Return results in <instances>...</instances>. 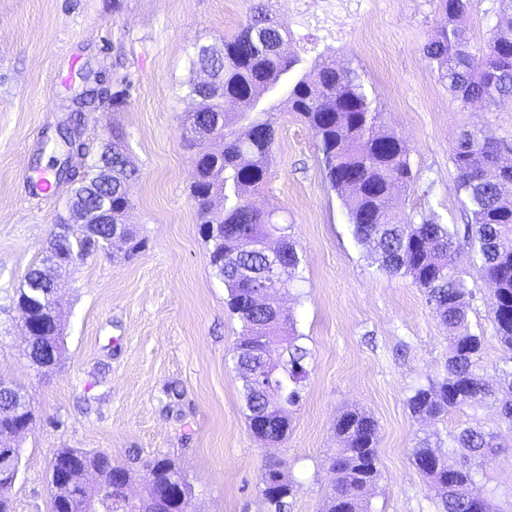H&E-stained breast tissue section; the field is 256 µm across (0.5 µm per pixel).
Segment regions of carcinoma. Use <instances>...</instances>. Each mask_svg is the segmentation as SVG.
<instances>
[{"label":"carcinoma","instance_id":"obj_1","mask_svg":"<svg viewBox=\"0 0 512 512\" xmlns=\"http://www.w3.org/2000/svg\"><path fill=\"white\" fill-rule=\"evenodd\" d=\"M498 2L508 20L487 31L482 54L468 50L465 17L470 0H438L442 19L423 47L454 100L478 104L489 112L512 99V0ZM301 40L275 20L271 0H252L245 20L235 34L224 38L220 52H211L207 45L194 47L190 71L206 72L210 81L190 80L185 86V96L195 103L182 122L184 142L196 149L190 198L202 232L212 242L209 263L227 290L226 305L242 324L232 362L252 434L269 447L287 440L291 414L302 400L307 378L309 351L295 333L278 335L287 317L271 303L286 281L263 288L252 278L267 263V254L255 247L263 241L276 240L288 277L300 265L288 226L274 212L257 209L251 201L268 178L284 104L312 132L325 178L344 202L354 238L380 269L406 277L420 288L435 317L448 328L445 372L440 379L412 390L406 400L410 413L438 420L452 412L491 405L499 420L512 427V369L501 370L494 387L483 380L484 336L469 328L467 311L473 293L465 287L457 261L463 244L488 285L494 336L512 350V163L503 170L497 155L504 143L484 127L465 126L458 133L451 161L457 172V192L468 213L464 227L444 223L432 209L415 216L395 211V194L407 190L413 181L406 141L380 132L382 113L373 107L354 71L338 68L323 56L308 63L297 49ZM127 102V88H102L83 111L70 113L58 125L59 139L73 157L83 158L85 113L106 104L119 110ZM105 166L112 167L110 181L102 180L99 173ZM136 176L137 170L118 143L105 148L68 198L93 214L96 238L53 236L48 247L68 253L75 261L106 248L115 227L125 228L130 185ZM216 199L222 201L219 210L213 208ZM53 287L43 264H36L16 291L17 302L35 305L31 315L37 318L41 316L38 300ZM255 336L274 337L281 348L279 371L272 376L271 387L287 405L285 409H270L267 391L255 386L253 376L263 374L266 366L265 346L253 340ZM3 412L24 417L31 407L13 387L9 398L0 401ZM335 434L336 447L328 449L325 457L334 482L323 512H367L363 493L380 477L377 422L363 410L349 409L336 420ZM503 448L497 433L476 421L448 434V451L440 455L437 470L419 464L434 452L431 436L418 440L412 456L434 492L438 512H495L491 499H472L471 487L479 469ZM64 462L71 471L73 492L92 502L97 488L87 482L86 474L94 471L100 480L109 479L112 457L103 451L64 448L55 454L51 470ZM146 466L156 471L157 484L165 487L183 477L169 458L150 459ZM277 477L287 492L270 497L271 512H287L296 485L281 463L265 466L260 493Z\"/></svg>","mask_w":512,"mask_h":512}]
</instances>
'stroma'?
Listing matches in <instances>:
<instances>
[{"label": "stroma", "instance_id": "1", "mask_svg": "<svg viewBox=\"0 0 512 512\" xmlns=\"http://www.w3.org/2000/svg\"><path fill=\"white\" fill-rule=\"evenodd\" d=\"M249 0H0V377L28 394L31 431L0 439L19 447L14 512H51L50 464L62 448L107 452L133 469L132 491L148 480L144 460L169 457L194 494L188 512H270L259 492L265 465L283 463L297 484L290 512H321L333 475L324 464L347 409L378 424L381 477L364 498L369 512H436L412 461L418 437L481 422L505 446L475 483L498 512H512V429L491 408L439 421L412 417V390L442 375L448 331L410 279L381 270L353 237L346 207L326 182L308 127L282 115L257 208L286 219L300 277L276 299L309 350L308 378L287 441L264 447L243 414L232 349L241 324L209 264L210 242L188 196L194 177L181 120L192 108L183 92L188 56L221 45L245 20ZM278 22L309 35L313 53L355 70L382 129L410 147L415 181L396 204L415 214L434 209L464 224L450 159L459 130L485 127L512 142V101L495 111L460 108L432 72L423 45L440 21L437 0H324L314 13ZM498 0H471L466 27L473 53L498 20ZM100 77L128 88V104L89 113L83 129L95 160L120 129L139 180L126 222L146 247L128 256L116 243L78 262L59 280L64 348L58 364L33 368L23 353L24 318L13 302L39 262L71 192L35 187L54 172L64 148L54 142L65 109ZM472 332L485 336L484 378L512 365V350L493 335L489 296L478 267L465 264Z\"/></svg>", "mask_w": 512, "mask_h": 512}]
</instances>
